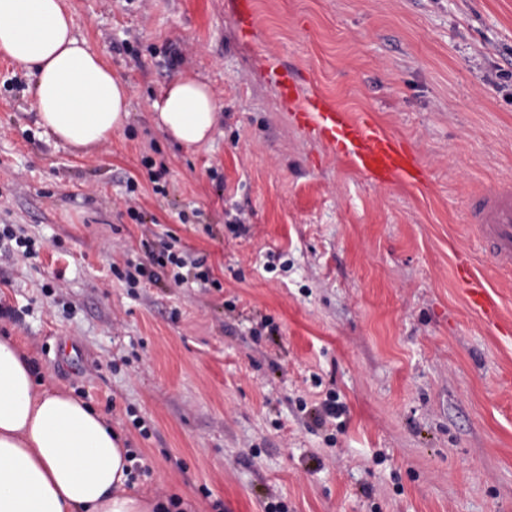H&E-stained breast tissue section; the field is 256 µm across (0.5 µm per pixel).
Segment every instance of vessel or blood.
<instances>
[{
  "mask_svg": "<svg viewBox=\"0 0 512 512\" xmlns=\"http://www.w3.org/2000/svg\"><path fill=\"white\" fill-rule=\"evenodd\" d=\"M271 83L282 106L292 108L299 126L328 145L379 186L424 179L417 153L400 137L366 118L328 106L320 95L306 93L297 72L284 66L270 69ZM470 234L483 244L491 265L512 272V180L472 200L466 214ZM469 303L480 320L498 325L500 305L496 292L477 276L469 263L456 265Z\"/></svg>",
  "mask_w": 512,
  "mask_h": 512,
  "instance_id": "b4317fda",
  "label": "vessel or blood"
}]
</instances>
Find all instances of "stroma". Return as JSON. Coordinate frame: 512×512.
Listing matches in <instances>:
<instances>
[{
    "label": "stroma",
    "instance_id": "stroma-1",
    "mask_svg": "<svg viewBox=\"0 0 512 512\" xmlns=\"http://www.w3.org/2000/svg\"><path fill=\"white\" fill-rule=\"evenodd\" d=\"M75 32L131 88L85 155L38 124L33 79L0 53V332L37 382L81 396L190 512H512V273L469 237V202L512 178V0H68ZM404 139L417 185H375L280 107L268 63ZM208 85L211 140L156 127L176 78ZM169 169L155 194L143 155ZM135 178L142 221L127 213ZM219 287L126 288L162 233ZM496 288L472 312L459 259ZM83 361L62 367L63 348ZM343 407L317 423L326 400ZM145 419L149 436L134 426Z\"/></svg>",
    "mask_w": 512,
    "mask_h": 512
}]
</instances>
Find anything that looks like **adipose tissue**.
I'll list each match as a JSON object with an SVG mask.
<instances>
[{
  "mask_svg": "<svg viewBox=\"0 0 512 512\" xmlns=\"http://www.w3.org/2000/svg\"><path fill=\"white\" fill-rule=\"evenodd\" d=\"M0 51L33 78L39 124L90 153L130 116V87L74 33L65 0H0ZM155 123L192 148L211 138L210 88L179 77ZM131 461L111 422L85 400L36 382L11 337L0 336V512H154L128 489Z\"/></svg>",
  "mask_w": 512,
  "mask_h": 512,
  "instance_id": "adipose-tissue-1",
  "label": "adipose tissue"
}]
</instances>
